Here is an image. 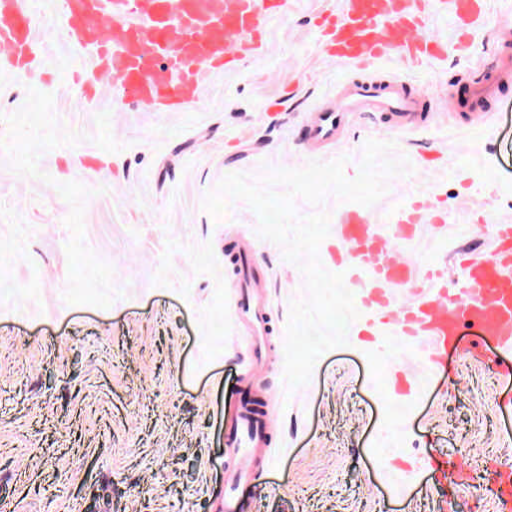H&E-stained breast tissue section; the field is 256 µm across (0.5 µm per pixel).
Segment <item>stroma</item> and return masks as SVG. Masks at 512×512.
<instances>
[{
    "mask_svg": "<svg viewBox=\"0 0 512 512\" xmlns=\"http://www.w3.org/2000/svg\"><path fill=\"white\" fill-rule=\"evenodd\" d=\"M335 3L288 0L266 54L207 75L187 111L151 112L93 83L54 0H35L44 57L0 71V512H223L229 418L246 403L271 429L235 512H496L486 466L512 472V350L467 325L431 364L357 292L347 345L288 388L303 275L246 202L202 206L232 173L340 158L356 178L366 141H391L412 170L368 215L385 228L423 197L447 217L389 242L418 288L441 270L463 298L456 253L492 259L491 222L512 218V93L472 92L512 62V0H488L465 55L377 62L454 111L407 134L356 114L313 154L306 118L350 76L323 54ZM241 240L264 275L263 344L235 316Z\"/></svg>",
    "mask_w": 512,
    "mask_h": 512,
    "instance_id": "1",
    "label": "stroma"
}]
</instances>
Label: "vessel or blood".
<instances>
[{"instance_id":"b4317fda","label":"vessel or blood","mask_w":512,"mask_h":512,"mask_svg":"<svg viewBox=\"0 0 512 512\" xmlns=\"http://www.w3.org/2000/svg\"><path fill=\"white\" fill-rule=\"evenodd\" d=\"M287 0H57V10L70 29L73 45L98 55V72L112 81L126 101L150 105L157 112H182L200 97V76L206 71H232L237 61L267 52L271 20ZM480 0H340L325 36L327 59L356 70L335 97L312 113L305 125L306 150L337 143L351 114L380 116L389 131L406 133L434 119L406 82L364 79L361 71L375 61L399 58L412 67L440 59L443 50L424 30L434 13H455L471 24L479 17ZM28 0H0V58L33 42ZM338 245L353 266L365 268V301L392 311L395 333L426 337L431 362L447 353L463 325L473 324L483 336L512 348V221L493 227V258L460 252L465 267V301L445 289L391 308L392 289L411 288L415 277L409 262L392 258L377 225L367 214L342 212ZM268 300L261 278L240 296L237 316L261 332ZM261 435L258 421L243 416L236 447L250 456Z\"/></svg>"}]
</instances>
